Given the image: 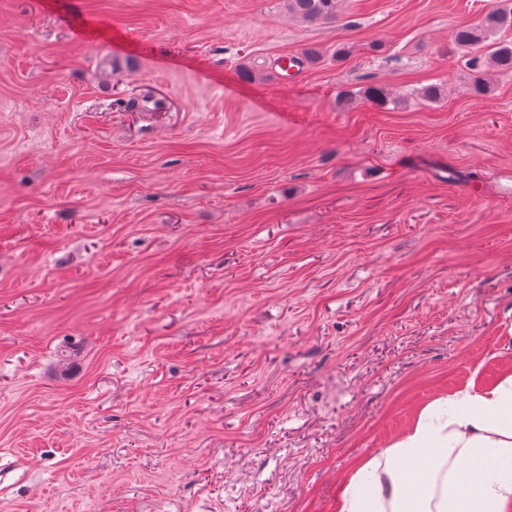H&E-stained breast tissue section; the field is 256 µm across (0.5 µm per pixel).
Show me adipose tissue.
<instances>
[{
	"label": "adipose tissue",
	"mask_w": 512,
	"mask_h": 512,
	"mask_svg": "<svg viewBox=\"0 0 512 512\" xmlns=\"http://www.w3.org/2000/svg\"><path fill=\"white\" fill-rule=\"evenodd\" d=\"M339 512H512V376L424 407L385 458L356 464Z\"/></svg>",
	"instance_id": "adipose-tissue-1"
}]
</instances>
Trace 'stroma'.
Here are the masks:
<instances>
[{
  "mask_svg": "<svg viewBox=\"0 0 512 512\" xmlns=\"http://www.w3.org/2000/svg\"><path fill=\"white\" fill-rule=\"evenodd\" d=\"M489 2L0 0V512H339L512 375V74L471 96L452 40ZM288 14L307 24H326L336 20L340 0H285Z\"/></svg>",
  "mask_w": 512,
  "mask_h": 512,
  "instance_id": "35a3bbf8",
  "label": "stroma"
}]
</instances>
